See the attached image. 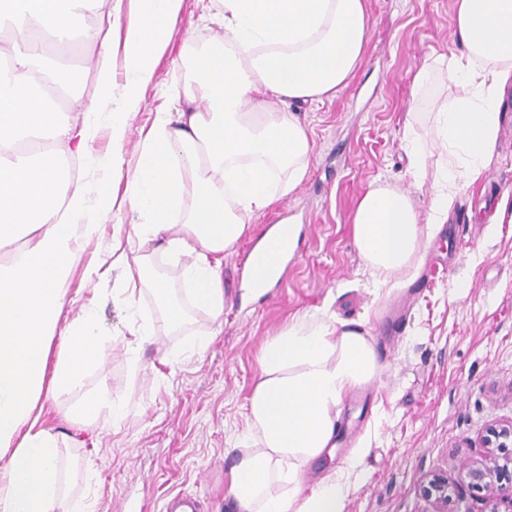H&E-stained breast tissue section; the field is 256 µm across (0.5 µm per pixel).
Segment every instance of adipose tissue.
<instances>
[{"label": "adipose tissue", "instance_id": "1", "mask_svg": "<svg viewBox=\"0 0 512 512\" xmlns=\"http://www.w3.org/2000/svg\"><path fill=\"white\" fill-rule=\"evenodd\" d=\"M106 0H0V512H65L57 437L43 425V402L81 391L86 368L110 339L94 308L57 335L71 300L68 273L82 240L97 230L82 186L61 163L87 153L102 121L122 142L140 89L176 20L181 0H133L123 42L120 105L101 110L112 89V29ZM220 38L195 53L183 89L186 109L154 114L128 177L127 201L141 218L129 241L138 253L110 251L91 271L107 284H149L168 301L167 274L152 271L148 249L184 260L193 303L224 311L221 256L250 236L252 215L290 193L307 175L311 141L293 107L321 104L346 86L363 60L367 0H212ZM82 35L99 46L100 96L84 100L41 48ZM457 54H431L415 74L433 71L473 89L444 102L435 131L448 166L434 185L426 222L410 196L373 185L353 217L357 250L380 283L410 272L424 229L446 223L461 180H477L499 134V96L512 84V0H455ZM67 97V111L56 105ZM287 171L275 179L276 170ZM193 203L183 207L186 186ZM59 352H52L54 337ZM249 398V436L232 470L238 512H344L350 485L328 476L304 488L299 470L333 447L343 398L379 377L370 336L355 322L298 319L263 345Z\"/></svg>", "mask_w": 512, "mask_h": 512}]
</instances>
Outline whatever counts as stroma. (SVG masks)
Segmentation results:
<instances>
[{
	"label": "stroma",
	"mask_w": 512,
	"mask_h": 512,
	"mask_svg": "<svg viewBox=\"0 0 512 512\" xmlns=\"http://www.w3.org/2000/svg\"><path fill=\"white\" fill-rule=\"evenodd\" d=\"M367 4L363 63L331 103L296 108L311 130L307 177L255 213L251 236L224 255L222 325L191 303L177 267L159 254L152 266L170 277L186 312L182 325L169 323L149 287L137 290L133 305L119 303L120 274L95 289L85 274L88 262L133 220L126 207L101 215L98 233L74 263L69 291L95 307L112 343L87 369L81 392L47 399L43 409L44 425L57 433L63 462L73 469L66 485L70 504L92 494L97 512H116L120 505L126 512H164L170 496L194 493L202 512H236L228 496L231 468L248 431V398L263 344L294 318L335 317L363 323L382 372L369 383L366 403L347 396L339 406L337 426L351 438L303 466L301 478L313 484L340 473L366 440V477L351 481L344 512H433L421 487L435 472L448 477L450 512H484L485 492L462 483L460 469L473 459L472 442L490 426L512 421V85L501 94L495 153L479 182L460 190L452 206L469 211L474 224L457 237L441 224L425 239L420 258L434 263L430 283L416 292L394 348L382 349L387 308L413 289L418 275L374 288L353 241L355 204L370 185H390L408 193L419 220H426L431 185L448 159L433 114L444 99L468 89L439 81L413 89L430 51L449 49L453 0ZM203 12V0H183L140 109L129 118L121 147L126 163L136 160L139 129L150 125L157 109L180 110L162 90L188 82L193 43L216 37L217 26L203 21ZM65 59L81 80L77 93L96 97V46L78 41ZM412 131L420 146L418 179L407 156ZM283 215L301 228L300 255L267 299L249 297L243 288L249 247ZM144 321L153 326L147 342L135 335ZM101 391L124 402L122 418L69 425L66 414ZM89 466L98 470L99 485L84 484L81 472Z\"/></svg>",
	"instance_id": "1"
}]
</instances>
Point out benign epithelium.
I'll use <instances>...</instances> for the list:
<instances>
[{
    "label": "benign epithelium",
    "mask_w": 512,
    "mask_h": 512,
    "mask_svg": "<svg viewBox=\"0 0 512 512\" xmlns=\"http://www.w3.org/2000/svg\"><path fill=\"white\" fill-rule=\"evenodd\" d=\"M479 459L463 467V481L487 493L489 512H512V422L490 428L480 441ZM434 512H448V479L435 475L423 486Z\"/></svg>",
    "instance_id": "benign-epithelium-1"
}]
</instances>
